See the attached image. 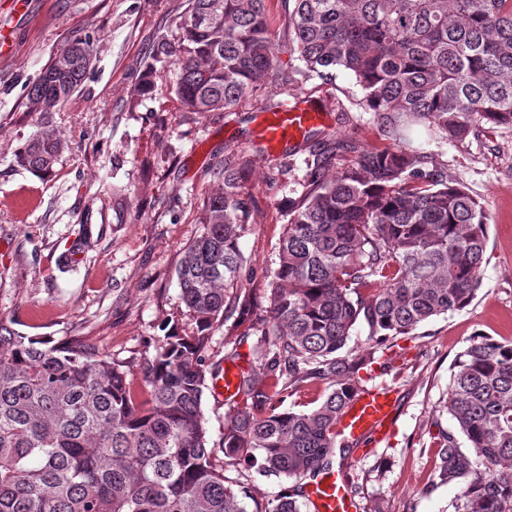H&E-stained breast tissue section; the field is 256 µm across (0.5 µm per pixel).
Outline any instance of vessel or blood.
<instances>
[{
  "instance_id": "vessel-or-blood-1",
  "label": "vessel or blood",
  "mask_w": 512,
  "mask_h": 512,
  "mask_svg": "<svg viewBox=\"0 0 512 512\" xmlns=\"http://www.w3.org/2000/svg\"><path fill=\"white\" fill-rule=\"evenodd\" d=\"M329 120L325 107L301 95L291 106L276 111H260L255 115L262 153H281L286 147L302 142L310 130ZM395 401L389 392L375 391L362 395L343 415L339 427L354 440L379 435L394 419ZM314 512H357L349 494L344 472L331 471L321 475L306 489Z\"/></svg>"
}]
</instances>
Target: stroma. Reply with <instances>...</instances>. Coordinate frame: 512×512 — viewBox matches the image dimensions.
Segmentation results:
<instances>
[{"label":"stroma","mask_w":512,"mask_h":512,"mask_svg":"<svg viewBox=\"0 0 512 512\" xmlns=\"http://www.w3.org/2000/svg\"><path fill=\"white\" fill-rule=\"evenodd\" d=\"M185 8L186 0H29L21 15L0 0V31L13 40L12 55L0 58V318L24 336L89 337L100 352L134 359L138 380L162 325L192 324L175 270L202 230L199 211L220 186L212 170L225 148L250 168L245 287L270 280L288 201L306 183L304 153L263 157L254 144L251 117L277 100L278 82L207 118L183 109L169 71L151 96L137 97L153 42L178 36ZM267 8L279 68L293 75L289 97L321 102L332 114L329 132L367 148L388 145L359 107L354 78L305 76L290 48L285 0H267ZM77 36L93 43L95 58L75 101L28 111L26 86ZM47 126L64 142L53 172L18 167L16 152ZM410 137L441 152L449 177L482 203L489 239L474 300L390 349L391 371L375 378L397 400L386 435L334 458L352 480L358 512H453L456 487L432 484L435 436L455 426L446 407L450 369L474 336L512 340V127L479 124L464 140L441 144L416 125Z\"/></svg>","instance_id":"obj_1"}]
</instances>
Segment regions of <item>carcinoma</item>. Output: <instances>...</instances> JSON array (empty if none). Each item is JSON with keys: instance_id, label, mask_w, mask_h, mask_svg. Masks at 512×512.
Masks as SVG:
<instances>
[{"instance_id": "cac0c4a2", "label": "carcinoma", "mask_w": 512, "mask_h": 512, "mask_svg": "<svg viewBox=\"0 0 512 512\" xmlns=\"http://www.w3.org/2000/svg\"><path fill=\"white\" fill-rule=\"evenodd\" d=\"M265 2L188 0L177 39L155 41L138 93L151 90L156 65H168L184 108L206 117L234 107L277 70ZM290 28L308 74L349 73L390 144L367 150L307 135L305 191L288 203L265 308L242 288L250 170L225 151L216 168L224 188L204 200L202 231L175 270L193 326L156 340L140 392L133 361L84 336H22L0 318V512H250V473L224 475L235 464L294 480L255 512H304V480L329 471L335 450L358 447L336 441L337 425L370 391L373 365L390 370L382 345L476 296L484 208L448 179L440 155L407 147L402 131L422 123L446 142L476 122L512 127V0H292ZM93 58L89 41L71 39L28 85V110L71 100ZM61 149L45 128L15 163L47 174ZM347 151L351 164L328 176ZM358 324L371 345L342 353ZM221 326L226 360L258 337V368L239 375L240 401L216 449L202 405ZM302 383L327 385L321 402L282 408ZM448 412L455 429L436 436V479L458 486L455 512H512V341L477 336L459 354Z\"/></svg>"}]
</instances>
